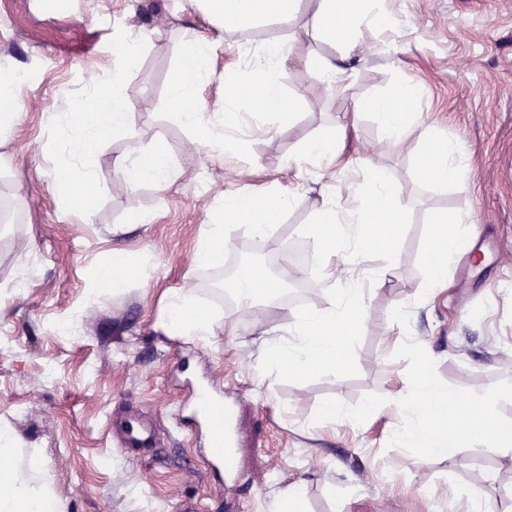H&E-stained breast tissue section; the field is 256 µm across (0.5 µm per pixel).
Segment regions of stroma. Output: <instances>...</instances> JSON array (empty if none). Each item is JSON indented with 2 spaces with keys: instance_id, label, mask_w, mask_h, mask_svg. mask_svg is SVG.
Returning <instances> with one entry per match:
<instances>
[{
  "instance_id": "1",
  "label": "stroma",
  "mask_w": 512,
  "mask_h": 512,
  "mask_svg": "<svg viewBox=\"0 0 512 512\" xmlns=\"http://www.w3.org/2000/svg\"><path fill=\"white\" fill-rule=\"evenodd\" d=\"M375 7L388 27L363 32L339 88L328 89L316 86L305 52L335 56L339 48L314 39L303 11L227 31L197 0H0V68L33 75L15 85L20 119L0 137V154L11 160L0 170V425L34 453V478L50 485L65 512H275L278 491L298 482L307 512H459L476 488L486 512H502L512 497V456L493 440L424 461L393 441L408 419L396 398L411 388L420 348L439 382L470 406L490 404L497 422L512 426V0H377ZM139 28L152 36L127 66L137 137L100 141L87 160L94 204L77 208L53 189L75 170L65 126L91 104L116 32ZM188 29L213 45L214 73L202 87L211 113L220 109L225 74L245 72L242 47L284 43L277 78L297 100L290 121L242 100L226 134L245 141L244 154L199 143L168 101ZM404 83L416 90L421 125L391 150L363 105ZM351 120V168L289 169V155L304 143ZM433 137L466 143V186L418 179ZM157 140L180 165L164 192L116 175V157ZM378 169L400 190L402 233L384 285L361 278L364 319L343 340V365L259 380L262 340L284 336L295 311L320 299L319 275L289 282L287 305L260 320L249 309L230 311L215 282L255 253L266 266L283 260L291 268L295 251L314 254L315 208L325 198L339 211L351 208L354 186ZM260 183L292 194L282 223L263 240L229 228L223 262L197 266L198 243L225 195ZM451 213L481 237L450 268L447 288L429 297L424 250L432 225ZM116 251L130 265L119 294L98 283ZM189 283L214 317L205 340L158 327L169 295ZM398 308L410 315L400 336L391 329ZM68 319L74 327L59 333ZM206 382L232 414V489L209 468L205 430L178 425ZM332 403L360 423L320 416ZM124 404L158 423L157 445L139 459L119 451L112 428Z\"/></svg>"
}]
</instances>
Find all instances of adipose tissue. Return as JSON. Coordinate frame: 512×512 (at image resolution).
Returning <instances> with one entry per match:
<instances>
[{
  "instance_id": "adipose-tissue-1",
  "label": "adipose tissue",
  "mask_w": 512,
  "mask_h": 512,
  "mask_svg": "<svg viewBox=\"0 0 512 512\" xmlns=\"http://www.w3.org/2000/svg\"><path fill=\"white\" fill-rule=\"evenodd\" d=\"M201 3L209 19L222 21L229 30L247 28L261 18H289L302 9L310 14L316 34L339 41L347 49L359 38L362 27H381L387 22L384 13L372 10L370 0H201ZM149 38V32L144 29L117 38L118 53L99 84L101 95L96 107L73 115L82 133L74 146L75 159L89 154L107 134L135 138L126 95V64ZM281 53V45L264 47L263 64L237 83L225 84L226 98L245 95L255 111L283 119L290 117L292 105L273 75ZM212 72L209 42L199 36L183 42L178 69L169 85L170 103L178 119L199 132L203 143L243 149L242 141H229L224 134L225 127L236 121V113L225 112L223 120L216 122L202 110L201 88ZM413 95V89L405 87L400 97L386 95L369 102L368 109L377 116L391 146H399L420 125L419 113L408 104ZM345 138V127H338L331 134L303 145L289 157L288 165L300 173L312 165L327 169L348 167ZM462 155L461 140H433L428 156L418 166L421 181L466 185L470 172L462 163ZM115 171L125 180L146 182L161 192L175 176L176 167L170 153L155 144L139 152L134 161L117 158ZM397 201L394 182L378 172L371 175L367 191L358 197L348 216H341L334 203L321 202L314 211L313 222L316 234L327 240L329 247L315 253L313 261L323 279H335L339 263L358 258L380 262V274H387L396 259V240L401 230ZM290 204L289 197L264 185L226 195L216 222L208 225L199 244L198 263L213 266L222 260L225 224L245 222L253 237L263 239ZM469 247V232L456 215H446L433 226L425 251L431 291L446 287L449 265ZM288 276L285 269L272 277L248 271L239 273L233 282V299L237 306L263 311L279 306ZM364 300V291L353 278L344 288L326 289L321 300L297 313L287 336L265 340L264 356L257 365L259 378L286 370L304 374L336 365L342 357L343 337L362 320ZM160 326L171 334L204 339L212 334L213 320L198 305L191 288L185 287L170 295ZM406 407L418 410L421 417L399 430L397 438L401 444L417 448L422 458H452L462 442L480 439L494 440L502 452L512 451V429H502L489 422L490 405H482L475 418L458 416L456 395L436 381L429 369L421 370ZM18 456L12 432L0 426V512H63V505L51 487L35 482L29 468L19 463Z\"/></svg>"
}]
</instances>
